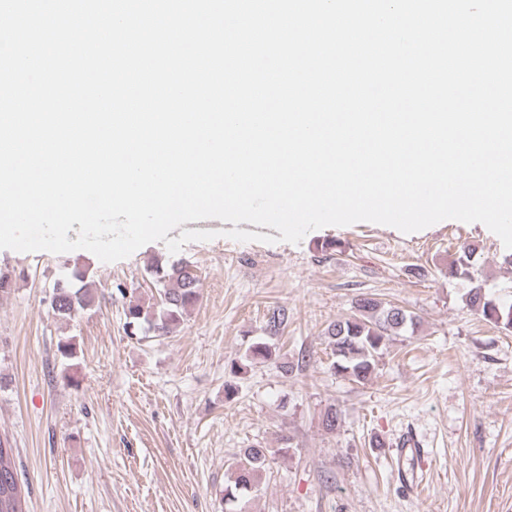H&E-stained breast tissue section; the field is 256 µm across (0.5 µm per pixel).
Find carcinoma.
<instances>
[{
  "label": "carcinoma",
  "instance_id": "obj_1",
  "mask_svg": "<svg viewBox=\"0 0 512 512\" xmlns=\"http://www.w3.org/2000/svg\"><path fill=\"white\" fill-rule=\"evenodd\" d=\"M481 259L476 245L468 244L448 266V275L468 283L464 294L467 304L481 311L489 321L512 329V303L504 305L489 297L475 278ZM151 272L159 289L156 303L143 306L129 303L124 310L130 335L166 336L181 324L200 300V276L189 266L170 267L156 262ZM92 301L90 289L59 279L53 285L51 308L63 319L74 317ZM417 318L401 307L374 297L357 300L355 313L331 323L326 330L330 350L329 369L355 383L365 384L375 374L379 356L392 337L415 329ZM277 357L276 347L266 340L252 343L240 359L229 365L236 378L258 362ZM289 448H267L259 443L240 450L228 464L224 479V512H247V504L257 496L263 472L276 456L288 455ZM29 487L19 478L15 449L8 440H0V512H27Z\"/></svg>",
  "mask_w": 512,
  "mask_h": 512
}]
</instances>
